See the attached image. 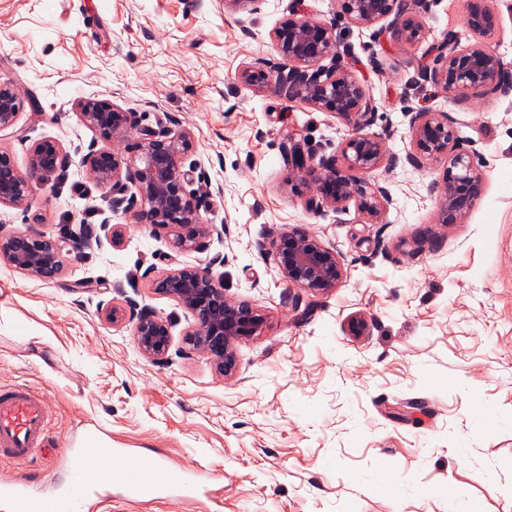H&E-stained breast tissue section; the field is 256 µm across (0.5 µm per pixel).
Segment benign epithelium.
I'll use <instances>...</instances> for the list:
<instances>
[{"label": "benign epithelium", "instance_id": "7a95c632", "mask_svg": "<svg viewBox=\"0 0 512 512\" xmlns=\"http://www.w3.org/2000/svg\"><path fill=\"white\" fill-rule=\"evenodd\" d=\"M342 12L351 23L369 28L390 20L398 40L405 44L424 37L418 8L424 0H339ZM465 22L477 42L462 46L454 37L430 45L426 55L431 64L419 71V78L443 85L462 99H475L505 85L509 73L501 58L490 48L500 18L489 0H466ZM286 65L267 70L268 62L257 59L242 69V83L265 87L274 85L281 96L301 98L318 107L354 120L356 132L339 149L341 157L315 159L298 142L286 149L288 179L314 187L318 200L315 209L334 208L355 201L371 217L380 214L387 191L365 183L351 174L380 162L385 155L382 140L363 132L376 112L375 100L363 84L344 67L325 70L320 63L336 57L333 28L309 18L297 17L294 9L273 32ZM23 107L15 85L0 81V128L14 125ZM82 121L95 129L107 146L88 153L81 160L88 177L102 188H112V211L130 214L131 222L148 224L174 236L182 251L203 252L214 224H206L199 214L197 190L193 189L197 164L191 160L195 137L178 121L160 122L157 127H142L134 112H122L113 105L94 99L76 102ZM410 139L415 152L409 163L419 166L420 158L448 160L439 196V211L444 224H454L469 213L484 192V177L474 144L458 135L457 122L442 112H417L410 123ZM136 138L137 154L128 159L112 144ZM69 155L51 140L35 144L27 171H21L9 153L0 150V206L20 207L34 191V183L63 171ZM133 184L140 196L134 212L122 197L125 183ZM262 249L272 259L282 277L292 286L315 294L336 288L343 277L342 255L323 246L313 235L284 225L273 232ZM0 257L27 276L53 281L63 272L60 240L45 233H0ZM224 264L216 256L205 266L185 265L162 275L153 290L190 312L194 324L187 331L185 344L204 354L216 372L232 376L238 367L240 342L261 334L264 317L246 300H235L224 293V282L214 273ZM135 341L143 356L164 360L171 345L169 324L145 308L137 315Z\"/></svg>", "mask_w": 512, "mask_h": 512}]
</instances>
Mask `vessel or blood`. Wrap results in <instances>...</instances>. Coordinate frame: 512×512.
I'll return each mask as SVG.
<instances>
[{"mask_svg": "<svg viewBox=\"0 0 512 512\" xmlns=\"http://www.w3.org/2000/svg\"><path fill=\"white\" fill-rule=\"evenodd\" d=\"M50 417L45 412L39 392L20 387H0V460H28L44 448L48 438ZM86 449H78L66 458L70 485L58 496L42 497L26 477L15 473L0 474V503L10 512H86L90 501L111 505L113 498L101 495L103 486L118 492L117 498L127 504H138L153 497L194 499L199 478L189 477L183 470L164 464L151 456L140 457L136 469H125L120 451H113L105 463L108 478L84 465Z\"/></svg>", "mask_w": 512, "mask_h": 512, "instance_id": "1", "label": "vessel or blood"}]
</instances>
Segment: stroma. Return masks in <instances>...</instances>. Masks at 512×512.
<instances>
[{
    "mask_svg": "<svg viewBox=\"0 0 512 512\" xmlns=\"http://www.w3.org/2000/svg\"><path fill=\"white\" fill-rule=\"evenodd\" d=\"M291 4L261 0L252 14L224 0H0V80L24 101L0 149L23 170L44 140L71 158L25 205L0 207L4 231L65 243L54 281L0 260V384L40 391L51 415L47 446L12 469L53 473L65 491L61 460L96 430L113 447L211 471L221 512H512V88L458 101L431 82L409 87L425 43L448 33L473 43L461 0H426L421 45L351 24L338 0H303L300 14L350 48L345 63L377 106L366 131L388 153L359 174L387 189L380 216L351 201L316 211L289 181L283 146L293 137L333 155L352 122L237 79L257 58L282 65L273 32ZM84 98L194 132L200 215L219 229L206 251H179L113 213L111 192L80 164L103 145L76 109ZM421 110L455 118L486 163L481 201L454 224L438 221L445 160H404ZM285 224L342 253L334 290L289 286L261 253ZM218 255L226 295L265 318L228 378L186 346L190 313L151 288ZM83 280L96 291L77 290ZM114 303L169 323L167 360L140 353L135 316L105 318ZM359 315L369 328L356 337L348 321ZM17 320L29 340L15 336Z\"/></svg>",
    "mask_w": 512,
    "mask_h": 512,
    "instance_id": "stroma-1",
    "label": "stroma"
}]
</instances>
